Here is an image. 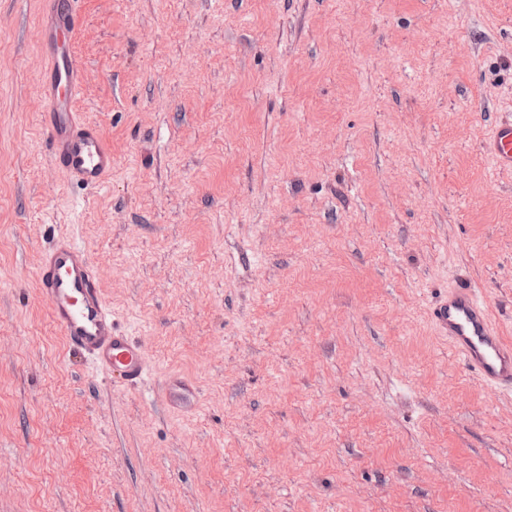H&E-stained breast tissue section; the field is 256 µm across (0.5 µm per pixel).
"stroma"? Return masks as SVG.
Here are the masks:
<instances>
[{
  "label": "stroma",
  "mask_w": 512,
  "mask_h": 512,
  "mask_svg": "<svg viewBox=\"0 0 512 512\" xmlns=\"http://www.w3.org/2000/svg\"><path fill=\"white\" fill-rule=\"evenodd\" d=\"M77 9L96 188L46 139L40 0H0V512H512V395L430 319L465 278L512 339V0ZM68 236L141 387L51 321ZM483 149L500 167L512 168V120L498 123Z\"/></svg>",
  "instance_id": "1"
}]
</instances>
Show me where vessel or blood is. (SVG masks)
<instances>
[{"instance_id":"vessel-or-blood-1","label":"vessel or blood","mask_w":512,"mask_h":512,"mask_svg":"<svg viewBox=\"0 0 512 512\" xmlns=\"http://www.w3.org/2000/svg\"><path fill=\"white\" fill-rule=\"evenodd\" d=\"M41 5L47 19L48 64L42 73L49 101L45 128L54 158L74 180L98 186L112 172V149L100 129L77 111L81 70L75 57L60 49L77 28L78 13L74 5L63 6L59 0H41ZM483 149L500 167L512 168V120L498 123ZM38 284L69 353L93 369L112 373L124 384L138 386L151 377L147 353L114 323L93 265L78 242L61 239L43 253ZM430 315L484 388L512 393V341L494 323L480 288L465 279L456 281L435 300Z\"/></svg>"}]
</instances>
